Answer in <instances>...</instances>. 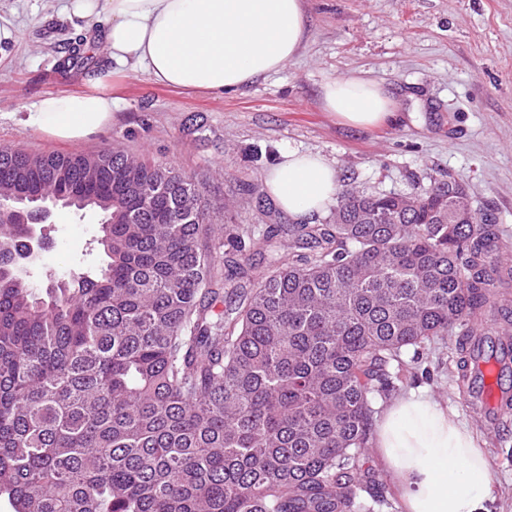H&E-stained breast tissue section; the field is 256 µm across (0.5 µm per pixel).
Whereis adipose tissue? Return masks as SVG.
<instances>
[{"label":"adipose tissue","mask_w":512,"mask_h":512,"mask_svg":"<svg viewBox=\"0 0 512 512\" xmlns=\"http://www.w3.org/2000/svg\"><path fill=\"white\" fill-rule=\"evenodd\" d=\"M67 11L101 25L102 53L117 68L140 67L155 83L233 94L280 72L308 38L304 0H68ZM324 107L368 128L394 117L385 88L344 76L326 82ZM103 76L87 88L47 94L28 109L34 131L73 143L112 121ZM277 207L295 218L320 214L336 199V168L324 156L282 152L264 180ZM372 446L397 483L405 512H489V463L476 431L428 391H410L378 420Z\"/></svg>","instance_id":"1"}]
</instances>
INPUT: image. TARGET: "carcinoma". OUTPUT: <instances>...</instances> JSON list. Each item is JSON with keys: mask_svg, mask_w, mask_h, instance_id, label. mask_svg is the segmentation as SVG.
Returning a JSON list of instances; mask_svg holds the SVG:
<instances>
[{"mask_svg": "<svg viewBox=\"0 0 512 512\" xmlns=\"http://www.w3.org/2000/svg\"><path fill=\"white\" fill-rule=\"evenodd\" d=\"M104 215L108 262L36 294L10 210ZM0 496L14 512H368L361 459L401 355L502 312L508 244L450 178L343 189L288 243L211 222L172 165L0 148ZM229 246L225 257L218 256ZM268 259L254 288L243 252ZM228 288V311L215 310Z\"/></svg>", "mask_w": 512, "mask_h": 512, "instance_id": "carcinoma-1", "label": "carcinoma"}]
</instances>
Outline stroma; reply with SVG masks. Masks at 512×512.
Listing matches in <instances>:
<instances>
[{
	"label": "stroma",
	"mask_w": 512,
	"mask_h": 512,
	"mask_svg": "<svg viewBox=\"0 0 512 512\" xmlns=\"http://www.w3.org/2000/svg\"><path fill=\"white\" fill-rule=\"evenodd\" d=\"M64 0H0L18 42L0 65V146L96 153L118 146L196 176L219 224L261 234L290 223L264 191L281 152L318 153L341 185L368 194L408 193L455 177L478 216L512 242V0H306L309 36L279 73L234 94L159 85L141 70L118 76L110 127L74 144L24 123L27 105L78 91L112 63L99 27L74 24ZM357 75L393 96L395 120L348 126L321 101V87ZM101 215L55 207L38 225L48 248L30 265L38 292L50 281L102 265ZM401 392L427 387L485 442L490 512H512V426L489 429L465 404L455 338L402 354Z\"/></svg>",
	"instance_id": "35a3bbf8"
}]
</instances>
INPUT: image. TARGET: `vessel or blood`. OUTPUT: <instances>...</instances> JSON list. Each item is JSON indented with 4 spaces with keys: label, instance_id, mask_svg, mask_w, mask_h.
Segmentation results:
<instances>
[{
    "label": "vessel or blood",
    "instance_id": "b4317fda",
    "mask_svg": "<svg viewBox=\"0 0 512 512\" xmlns=\"http://www.w3.org/2000/svg\"><path fill=\"white\" fill-rule=\"evenodd\" d=\"M471 329L474 333L471 349L474 362L468 375L466 404L471 413L495 426L505 415L512 413V386L495 388L487 379L512 372V335L483 317L473 321Z\"/></svg>",
    "mask_w": 512,
    "mask_h": 512
}]
</instances>
